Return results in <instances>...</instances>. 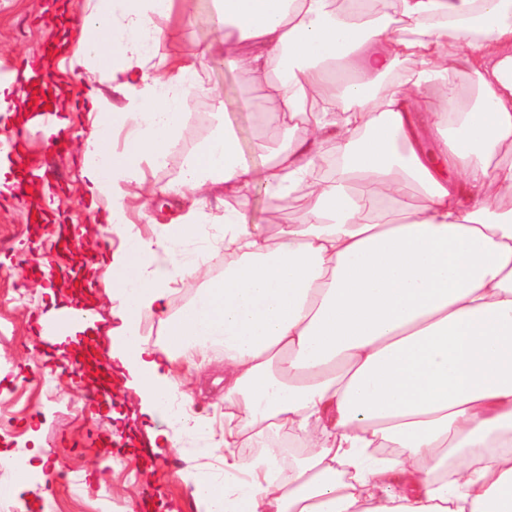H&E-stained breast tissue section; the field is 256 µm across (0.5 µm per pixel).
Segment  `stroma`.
<instances>
[{"mask_svg": "<svg viewBox=\"0 0 512 512\" xmlns=\"http://www.w3.org/2000/svg\"><path fill=\"white\" fill-rule=\"evenodd\" d=\"M51 0H0V76L17 69L28 58L45 56L53 50L57 29L40 21L37 12ZM211 0H177L170 16L158 19L165 38L153 58L155 72H164L169 61L184 59L220 33L205 24ZM198 81L208 90L192 100L185 130L170 148L164 161L142 163L138 178L153 193L151 202L128 196L130 220L142 237L154 239L164 232L162 215L175 211L166 187L178 182L188 164L216 133L230 122L240 153L263 171L277 141H263L265 132L279 127L282 115L265 89L249 83L224 60H210L199 67ZM47 88L67 85L72 99L70 127L61 145H54L45 129L27 132L20 149L38 171L39 182L57 191V221L61 224L92 226L101 251L120 250L121 236L109 225L95 220L80 201L81 152L91 133V121L81 89L69 75L58 70L45 74ZM245 209L270 232L298 223L303 212L297 205H275L263 178H256L246 193ZM38 212L27 198H15L0 191V451L25 459L33 448L44 450L50 461L61 463L63 477L42 484L30 478L14 494L0 497V512H131L140 497L153 487H162L163 497L155 512H203L184 478L189 474L219 475V464L196 450L194 439L181 427L171 435L176 451L159 457L152 467L139 464L133 449L110 447L105 443L116 433L138 441L147 438L146 418L140 399L130 389L117 394L112 410L89 412L93 381L82 372L48 370L39 355V333L33 317L41 308L37 289L36 251L33 234L43 244H51V229L38 226ZM224 214L211 211L209 224L201 235L187 239L181 251L195 259L208 251V265L219 271L224 260ZM180 390L191 396L187 409L195 420L211 424L215 432L224 430V409L217 397L222 389L221 371L208 369L197 374L178 365Z\"/></svg>", "mask_w": 512, "mask_h": 512, "instance_id": "35a3bbf8", "label": "stroma"}]
</instances>
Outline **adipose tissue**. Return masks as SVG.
<instances>
[{
	"instance_id": "adipose-tissue-1",
	"label": "adipose tissue",
	"mask_w": 512,
	"mask_h": 512,
	"mask_svg": "<svg viewBox=\"0 0 512 512\" xmlns=\"http://www.w3.org/2000/svg\"><path fill=\"white\" fill-rule=\"evenodd\" d=\"M69 58L97 130L81 177L91 209L123 239L104 255L113 301L110 359L172 442L167 399L178 359L224 365V431L199 429L224 477L193 475L205 512H512V0H213L228 36L175 73L151 72L175 0H88ZM396 14L399 28L384 24ZM228 55L278 105L289 136L264 179L276 200L301 184L304 219L278 234L242 206L255 180L228 129L188 164L168 195L190 202L162 242L126 216V184L163 160L183 125L197 67ZM412 62L392 77L398 61ZM115 79L124 105L94 85ZM476 80L466 108L450 75ZM391 91L377 94L383 77ZM306 132L293 136L296 124ZM130 133L123 152L114 129ZM336 169L314 179L324 144ZM417 186L423 202L406 199ZM224 203V270L180 259ZM192 291L178 314L169 285ZM157 314L167 343L140 338ZM295 434L287 460L269 434ZM240 448L263 449L246 464Z\"/></svg>"
}]
</instances>
